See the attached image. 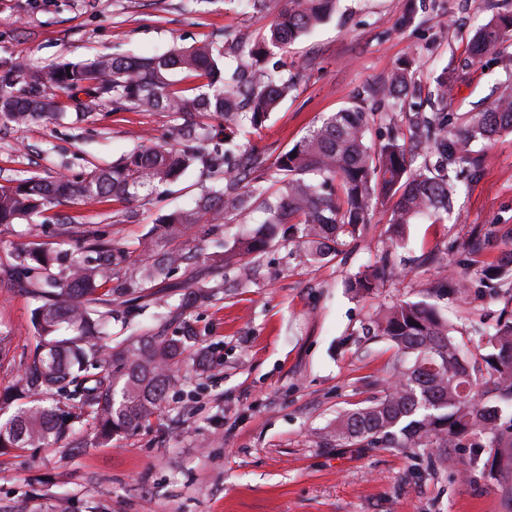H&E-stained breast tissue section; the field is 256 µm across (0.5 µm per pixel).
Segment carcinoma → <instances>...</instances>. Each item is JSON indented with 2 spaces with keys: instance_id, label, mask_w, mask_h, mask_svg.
<instances>
[{
  "instance_id": "cac0c4a2",
  "label": "carcinoma",
  "mask_w": 512,
  "mask_h": 512,
  "mask_svg": "<svg viewBox=\"0 0 512 512\" xmlns=\"http://www.w3.org/2000/svg\"><path fill=\"white\" fill-rule=\"evenodd\" d=\"M251 6L275 17L254 45L238 48L229 73L224 45L213 41L149 57L102 54L56 66L52 79L71 98L83 94L108 100L115 112L168 113L174 145L140 148L110 168L77 179L31 177L0 188L1 226L23 220L28 236L36 238L41 218L63 202L149 199L195 169L211 184L189 207L162 216L131 245L118 247L88 234L76 253L35 243L15 254L17 273L39 274L32 289L40 301L33 310L38 343L16 388L31 405L0 422V453L54 445L75 421L93 424L98 442L107 445L158 412L185 344L163 330L138 327L132 311L121 306L151 296L150 290L188 267L196 255L184 243L198 225L230 224L255 205L269 213L257 231L211 256L216 266L234 270L242 280L251 275L252 256L273 245L281 225H289L298 247L324 259L360 233L380 201L392 203L389 227L397 244L418 218L439 219L450 212L457 181L471 163L472 143L512 131V87L486 111L469 115L460 129L449 127L448 117L439 112L422 115L414 134L429 144L435 161L413 169L405 138L396 132L373 146L366 139L365 114L345 108L323 116L266 166L255 152L240 151L237 137L248 126H260L296 90V78L274 73L260 83L254 72L326 21L335 0H251ZM511 32L512 15L490 20L473 38L472 59L496 49ZM178 74L205 82L177 88ZM412 76L408 58L385 88L393 103L404 101ZM19 78L27 89L16 94L11 88ZM41 83L40 74L21 64L3 71L0 122L20 127L56 115V103L41 94ZM215 118L221 120L218 129L211 124ZM473 273L493 283L506 307L496 322L474 329L476 347L469 349L433 304L401 300L381 309L371 330L404 358L394 368L396 381L369 405L343 411L336 423L315 433L317 447L435 448L438 469L466 479L481 463L502 497L512 502V412L501 406L505 401L512 408V248L490 263L462 264L456 294H466ZM190 281L178 315L213 297L211 287L193 277ZM380 281L378 270L368 268L349 278L346 287L370 294ZM113 320L127 335L106 329Z\"/></svg>"
}]
</instances>
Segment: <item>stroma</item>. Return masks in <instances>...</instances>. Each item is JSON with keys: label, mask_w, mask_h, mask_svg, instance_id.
<instances>
[{"label": "stroma", "mask_w": 512, "mask_h": 512, "mask_svg": "<svg viewBox=\"0 0 512 512\" xmlns=\"http://www.w3.org/2000/svg\"><path fill=\"white\" fill-rule=\"evenodd\" d=\"M512 14V0H338L335 13L277 53L297 89L250 135L248 148L274 163L320 118L359 106L369 141L390 127L410 132L431 111L434 80L448 73L453 92L440 111L454 126L487 108L512 86V38L468 64L475 33L492 17ZM271 15L243 0H0V71L15 62L43 74L41 90L65 117L22 127L0 125V186L60 174L82 177L128 152L163 144L162 111H113L110 102L73 101L51 80L63 61L101 53L150 56L227 34L228 47L252 44ZM414 78L404 109L383 87L405 58ZM478 167L461 179L450 219L419 220L403 246L392 247L390 203L377 206L366 230L323 262L282 240L257 261L255 275L201 265L205 281L223 280L210 303L167 318L147 305L137 321L183 339L188 359L172 370L161 410L135 432L100 445L92 424L49 447L0 456V512H512L497 488L473 469L468 480L433 475L426 454L410 449L319 448L313 435L346 409L380 397L399 356L362 329L386 305L431 300L459 331L493 321L499 309L483 282L465 299L445 290L448 265L480 239L494 260L512 237V132L473 145ZM205 181L188 172L167 192L138 201L64 203L52 208L44 241L75 250L68 225L117 244L136 242L170 209L189 205ZM260 208L230 229L188 242L203 254L263 224ZM24 222L0 226V414L19 406L13 387L36 345L29 280L12 268L27 246ZM390 251L399 278L368 296L345 282Z\"/></svg>", "instance_id": "35a3bbf8"}]
</instances>
